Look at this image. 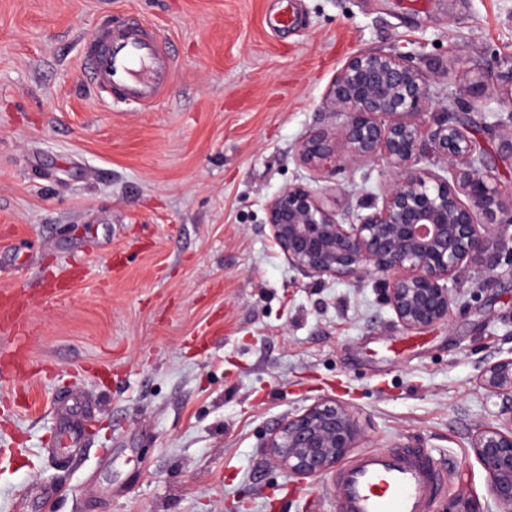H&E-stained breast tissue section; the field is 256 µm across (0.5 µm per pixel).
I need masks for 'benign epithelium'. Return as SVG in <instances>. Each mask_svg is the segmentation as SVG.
<instances>
[{
	"mask_svg": "<svg viewBox=\"0 0 512 512\" xmlns=\"http://www.w3.org/2000/svg\"><path fill=\"white\" fill-rule=\"evenodd\" d=\"M499 93L512 99V58L496 65ZM432 92L426 78L397 51L349 57L323 101L342 117L298 147L300 161L320 177L358 162H383L390 179L356 220L310 185L296 183L266 206L269 237L298 269L359 285L368 277L383 289L399 323L420 328L448 320L456 302L448 283L472 267H494L512 242V188L482 168L470 128L443 116L428 124ZM445 163L444 174L419 166L425 154ZM477 386L500 400L498 422L482 425L472 449L493 501L512 509V357L488 363ZM349 409L320 402L288 418L267 440L270 456L288 474L316 478L343 460L359 440ZM447 512H487L476 499L448 503Z\"/></svg>",
	"mask_w": 512,
	"mask_h": 512,
	"instance_id": "7a95c632",
	"label": "benign epithelium"
}]
</instances>
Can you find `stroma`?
<instances>
[{
	"label": "stroma",
	"instance_id": "stroma-1",
	"mask_svg": "<svg viewBox=\"0 0 512 512\" xmlns=\"http://www.w3.org/2000/svg\"><path fill=\"white\" fill-rule=\"evenodd\" d=\"M131 13L174 79L106 107L82 45ZM363 50L408 55L512 187V101L490 84L471 108L464 85L512 57V0H0V294L30 329L29 369L0 374V512H336L329 476L265 448L321 401L350 408L358 450L422 449L452 462L449 496L488 503L476 381L512 355V251L460 276L448 321L408 329L374 283L291 266L265 225L288 185L352 219L386 183L380 162L317 181L296 156ZM86 417L92 446L59 449Z\"/></svg>",
	"mask_w": 512,
	"mask_h": 512
}]
</instances>
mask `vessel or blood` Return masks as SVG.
<instances>
[{"mask_svg":"<svg viewBox=\"0 0 512 512\" xmlns=\"http://www.w3.org/2000/svg\"><path fill=\"white\" fill-rule=\"evenodd\" d=\"M173 58L145 20L105 23L83 49L81 74L110 105L148 106L170 85ZM336 512H433L442 477L418 448L372 450L333 475Z\"/></svg>","mask_w":512,"mask_h":512,"instance_id":"obj_1","label":"vessel or blood"}]
</instances>
